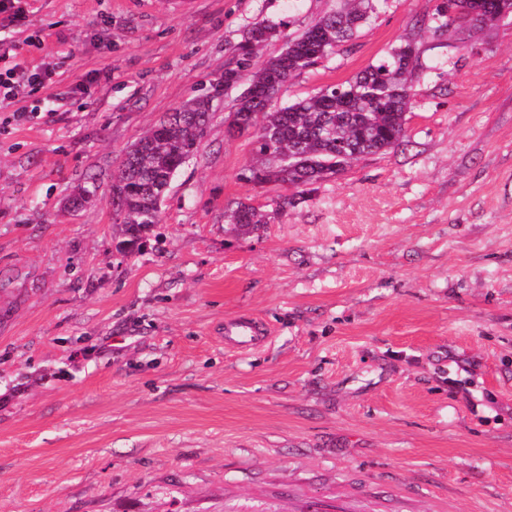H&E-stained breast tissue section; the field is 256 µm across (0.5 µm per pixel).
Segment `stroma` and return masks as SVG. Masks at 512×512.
Here are the masks:
<instances>
[{
    "label": "stroma",
    "instance_id": "obj_1",
    "mask_svg": "<svg viewBox=\"0 0 512 512\" xmlns=\"http://www.w3.org/2000/svg\"><path fill=\"white\" fill-rule=\"evenodd\" d=\"M440 0H378L354 49L292 101L413 37L407 146L289 191L242 179L218 93L254 22L336 0H20L0 70V512H512V18L422 28ZM214 94L154 237L117 254L121 152ZM24 118H14L17 109ZM96 177L95 203L66 200ZM269 224L232 233L225 209ZM270 339L225 346L226 319ZM4 75V76H3ZM41 73L29 67L16 64L0 73V97L15 99L20 90L33 87L41 78Z\"/></svg>",
    "mask_w": 512,
    "mask_h": 512
}]
</instances>
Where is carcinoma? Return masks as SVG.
Returning a JSON list of instances; mask_svg holds the SVG:
<instances>
[{"instance_id": "carcinoma-1", "label": "carcinoma", "mask_w": 512, "mask_h": 512, "mask_svg": "<svg viewBox=\"0 0 512 512\" xmlns=\"http://www.w3.org/2000/svg\"><path fill=\"white\" fill-rule=\"evenodd\" d=\"M469 0H443L431 21L437 32L456 34L493 27L470 16ZM374 11V0H336V8L293 33L280 51L258 65V50L282 38V24L253 23L224 69V83L242 78L248 85L231 106L252 138L253 159L242 178L259 186L304 187L327 180L353 160L404 145L407 114L419 79L416 42L401 40L351 79L320 87L292 102L265 103L260 93L282 89L329 54L355 44ZM212 117L211 97L197 95L160 120L119 158V175L109 198L116 213L115 248L138 254L161 223L162 205L179 169L193 158ZM238 233L247 235L268 223L254 206L237 202L224 212Z\"/></svg>"}]
</instances>
